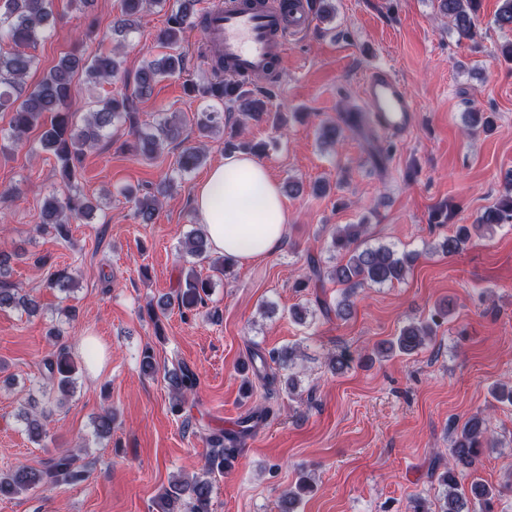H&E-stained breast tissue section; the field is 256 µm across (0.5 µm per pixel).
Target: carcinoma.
<instances>
[{"label": "carcinoma", "mask_w": 512, "mask_h": 512, "mask_svg": "<svg viewBox=\"0 0 512 512\" xmlns=\"http://www.w3.org/2000/svg\"><path fill=\"white\" fill-rule=\"evenodd\" d=\"M196 2L176 0L171 8L168 27L160 35V41L170 52L143 62L135 73L133 92L97 100L80 124L75 119L76 113L71 111L75 81H82L85 88L91 91L116 77L121 62L112 53L86 58L77 52H67L35 87L27 88L25 78L35 66V56L28 49L34 47L39 37L54 27V0H0V45L9 46L6 51L0 48V110L11 113L8 133L3 139L18 144L42 118L49 117V123L43 125L39 145L42 151L56 158L63 179L70 186L77 180V171L86 151L112 136V127L118 123L128 126L142 156L148 159L153 158L163 144L182 142L185 125L174 112L160 119L152 131L139 130L136 101L151 95L154 85L160 79L179 75L185 70V57L180 51L183 34L194 22H204L203 17L197 16ZM437 2L440 11L452 20L459 37L471 39L475 36L474 19L480 12L481 0ZM147 4L163 7L166 0H119V16L113 22V34L124 37L136 29L138 23L135 17ZM495 24L501 29L512 30V0H500ZM264 79V75L255 74L240 80L233 87L224 79L192 85L191 92L208 102V106L196 112L194 117V125L200 136L205 138L213 135L216 129L224 125V115L237 114L239 119L229 125L228 136L224 138V152L256 154L263 151L262 145L254 144L244 137L243 119H260L269 111L268 92L259 86V82ZM205 157L202 146L186 149L179 156L177 171L187 173L200 165ZM130 201L136 219L143 224L153 221L159 205L157 195H132ZM93 211L92 202L73 188L62 198L52 194L44 199L37 229L49 231L56 238L66 241L70 236V224L79 219H90ZM501 224H512V188L486 208L476 224L470 227L462 225L454 234L445 238L442 250L450 255L456 254L463 250L471 238V231L489 230ZM365 230L364 224H346L332 233L327 251L340 256V259L326 271L321 266L320 258L308 256L309 268L317 280L327 276L342 286L340 299L334 308L326 300L315 297L316 305L326 314L333 311L336 317L346 318L351 314L353 297L358 291L375 285L399 283L407 275L409 256H401L387 245L362 246ZM184 253L199 264H208L214 273L212 277L203 278L196 273L195 266L187 269L184 290L177 294L182 314L187 317L205 303L213 288V277L231 274V263L223 256L211 252L203 229H197L186 237ZM9 275V257L3 254L0 256V308L19 307L29 315L36 314L39 311L38 301L30 295L20 294L8 280ZM73 282L72 274L63 269L50 275L48 286L67 290ZM450 310L449 306L441 307L430 319L405 325L398 336L381 347L379 354L383 358L396 353L413 355L433 338L435 327L448 316ZM50 335L61 341V345L56 356L44 359L40 365L41 375L48 384V387L42 389L44 407L38 412L24 415L26 431L36 441L42 437L43 420L50 415L52 403L73 390V374L76 370L68 345L62 342L61 331L54 328ZM292 357L293 351L285 348L273 351L267 357L256 352L251 355V361L260 362L255 367L259 374L266 370L267 361L285 369ZM165 379L174 395L172 410L179 414L184 410L187 395L196 389L197 378L188 368L178 367L165 371ZM269 417L270 410L266 408L253 410L238 422L239 431L235 436L251 433ZM450 433L453 462L447 464L438 476L441 487L438 512H494L496 494L492 489L479 482H473L468 487L464 484L465 471L476 465L483 454V448L496 447L488 419L483 413L477 412L462 426L452 425ZM224 438L222 429L205 435L213 452L208 455L203 472L190 480H177L169 485L158 497L160 512H211L212 475L231 468L222 451ZM75 462L76 455L65 452L51 459L44 471L19 465L0 474V496L35 490L45 483V478L53 474L65 480L81 481L85 479L86 471L77 469ZM312 490L313 484L309 477L301 476L295 489L289 490L282 498L281 512H295L299 497Z\"/></svg>", "instance_id": "1"}]
</instances>
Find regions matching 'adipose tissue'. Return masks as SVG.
<instances>
[{"label":"adipose tissue","mask_w":512,"mask_h":512,"mask_svg":"<svg viewBox=\"0 0 512 512\" xmlns=\"http://www.w3.org/2000/svg\"><path fill=\"white\" fill-rule=\"evenodd\" d=\"M214 253L238 263L267 257L282 247L288 224L278 184L248 154H232L214 165L194 201Z\"/></svg>","instance_id":"adipose-tissue-1"}]
</instances>
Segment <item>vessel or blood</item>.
<instances>
[{
  "label": "vessel or blood",
  "mask_w": 512,
  "mask_h": 512,
  "mask_svg": "<svg viewBox=\"0 0 512 512\" xmlns=\"http://www.w3.org/2000/svg\"><path fill=\"white\" fill-rule=\"evenodd\" d=\"M206 45L219 48L228 76L238 77L279 68L291 37L307 31L312 14L306 6L283 12L279 0L248 5L244 0H216L207 12ZM362 121L378 139L413 127L416 105L392 70L379 65L362 80Z\"/></svg>",
  "instance_id": "obj_1"
}]
</instances>
